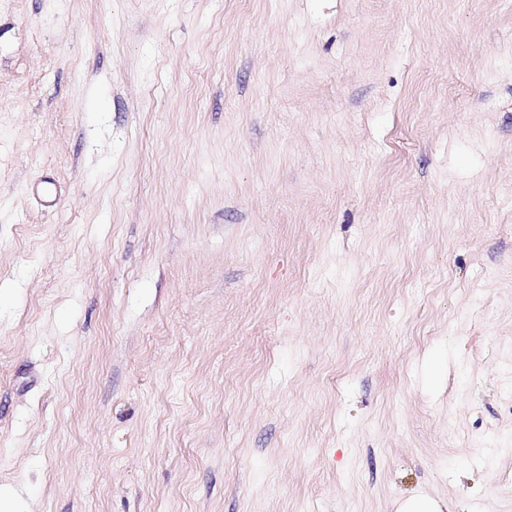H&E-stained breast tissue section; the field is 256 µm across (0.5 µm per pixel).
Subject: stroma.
Instances as JSON below:
<instances>
[{
    "instance_id": "1",
    "label": "stroma",
    "mask_w": 512,
    "mask_h": 512,
    "mask_svg": "<svg viewBox=\"0 0 512 512\" xmlns=\"http://www.w3.org/2000/svg\"><path fill=\"white\" fill-rule=\"evenodd\" d=\"M0 489L512 512V0H0Z\"/></svg>"
}]
</instances>
